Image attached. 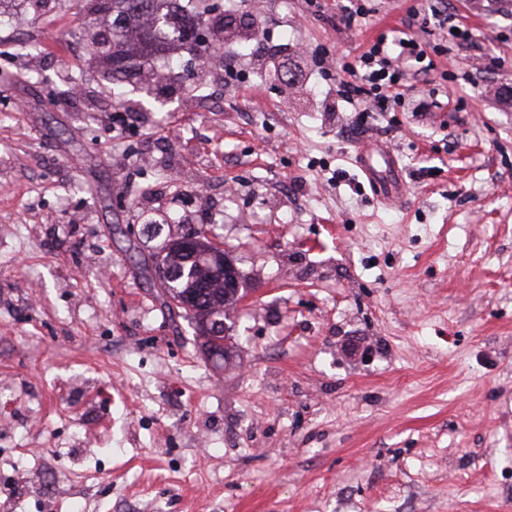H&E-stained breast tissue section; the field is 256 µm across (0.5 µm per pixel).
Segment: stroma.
I'll return each mask as SVG.
<instances>
[{"mask_svg": "<svg viewBox=\"0 0 512 512\" xmlns=\"http://www.w3.org/2000/svg\"><path fill=\"white\" fill-rule=\"evenodd\" d=\"M204 2L226 67L130 52L122 107L90 0L0 12V512H512V15ZM246 14L251 40L213 33ZM382 33L448 51L361 127L308 53ZM200 227L245 297L226 361L154 271ZM357 163L363 174L374 185L382 199H394L399 192V165L396 156L384 147H368L361 142L357 147Z\"/></svg>", "mask_w": 512, "mask_h": 512, "instance_id": "35a3bbf8", "label": "stroma"}]
</instances>
